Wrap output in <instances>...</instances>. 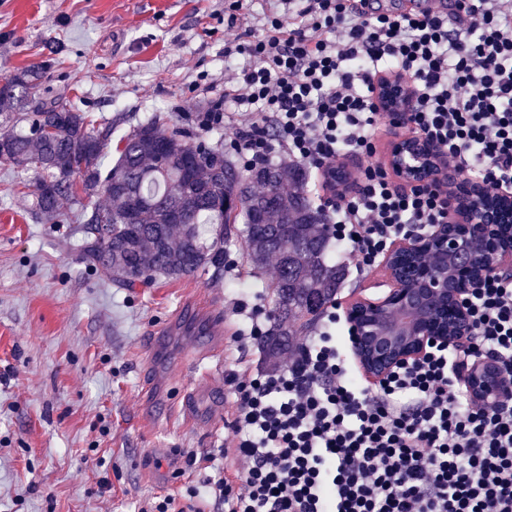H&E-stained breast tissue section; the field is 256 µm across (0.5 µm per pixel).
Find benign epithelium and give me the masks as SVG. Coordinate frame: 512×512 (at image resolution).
<instances>
[{
	"mask_svg": "<svg viewBox=\"0 0 512 512\" xmlns=\"http://www.w3.org/2000/svg\"><path fill=\"white\" fill-rule=\"evenodd\" d=\"M375 98L398 122L412 111V90L401 78L379 80ZM383 165L406 185L443 184L450 206L448 223L394 243L383 260L381 296L360 297L346 308L354 358L373 380L418 360L437 341L463 342L471 333L466 295L490 274L512 269L511 191L487 193L423 137L393 141ZM464 382L477 400L512 399V375L492 359L472 362Z\"/></svg>",
	"mask_w": 512,
	"mask_h": 512,
	"instance_id": "7a95c632",
	"label": "benign epithelium"
}]
</instances>
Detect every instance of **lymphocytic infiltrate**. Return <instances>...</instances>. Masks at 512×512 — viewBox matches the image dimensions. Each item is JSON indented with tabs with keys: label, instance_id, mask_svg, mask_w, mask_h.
<instances>
[{
	"label": "lymphocytic infiltrate",
	"instance_id": "1",
	"mask_svg": "<svg viewBox=\"0 0 512 512\" xmlns=\"http://www.w3.org/2000/svg\"><path fill=\"white\" fill-rule=\"evenodd\" d=\"M261 36L224 45V94L198 125L227 130L245 167L287 157L327 173L376 152L385 115L375 85L412 87L400 130L442 146L486 191L512 190V0H430L393 13L374 0H279ZM329 207L326 231L356 272L376 268L398 236L448 216L434 188L395 183L370 163ZM473 333L429 346L410 365L368 379L349 353L338 304L315 335L291 340L271 371H231L233 434L209 480L224 512H512V401H478L468 362L512 370V273L467 297Z\"/></svg>",
	"mask_w": 512,
	"mask_h": 512
}]
</instances>
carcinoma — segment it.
<instances>
[{
    "mask_svg": "<svg viewBox=\"0 0 512 512\" xmlns=\"http://www.w3.org/2000/svg\"><path fill=\"white\" fill-rule=\"evenodd\" d=\"M44 68L22 69L0 87V159L34 169L33 208L46 222H58L64 199L80 203L102 194L109 200L83 211L80 232L86 257L113 281L134 288L157 274L177 279L201 267L219 274L224 229L240 218L253 266L271 258L278 263L276 315L261 344L266 355L307 330V316L334 300L345 269L329 260L324 214L307 196L302 165L242 170L220 149L169 130L154 115L120 138L118 157L105 171L112 119H95L62 100L23 111ZM204 224L211 225L210 240Z\"/></svg>",
    "mask_w": 512,
    "mask_h": 512,
    "instance_id": "cac0c4a2",
    "label": "carcinoma"
}]
</instances>
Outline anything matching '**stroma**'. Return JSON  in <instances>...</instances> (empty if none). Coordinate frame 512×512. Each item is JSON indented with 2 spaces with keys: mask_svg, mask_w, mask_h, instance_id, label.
Wrapping results in <instances>:
<instances>
[{
  "mask_svg": "<svg viewBox=\"0 0 512 512\" xmlns=\"http://www.w3.org/2000/svg\"><path fill=\"white\" fill-rule=\"evenodd\" d=\"M231 2L0 0V77L49 57L42 98L66 96L93 117L119 119L123 132L158 113L192 139L220 143L224 131L202 130L197 115L224 92L225 42L260 35L272 0H249L245 25L229 24ZM34 179L0 160V512H134L155 496L185 499L204 477L187 455L219 450L232 434L230 369L268 366L259 341H233L244 326L233 307L257 294L273 307L277 264L254 269L235 224L223 274L117 287L82 254L70 218L77 205L63 202L68 218L56 224L36 218ZM196 292L227 320L223 358L192 364L204 339L190 328L149 348L151 330ZM145 368L154 381L147 396ZM205 374L224 388L222 407L185 418L178 398ZM152 399L173 407L164 426L146 416Z\"/></svg>",
  "mask_w": 512,
  "mask_h": 512,
  "instance_id": "obj_1",
  "label": "stroma"
}]
</instances>
